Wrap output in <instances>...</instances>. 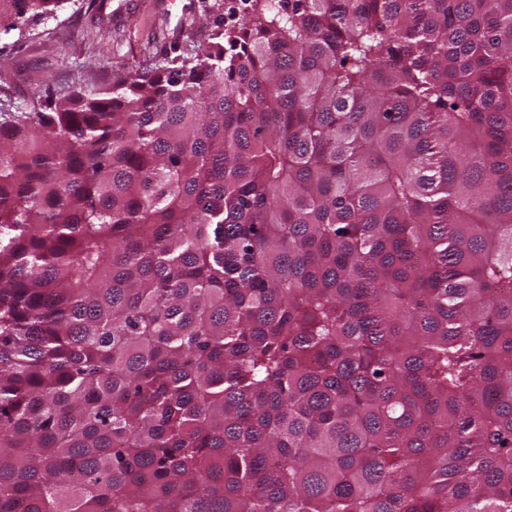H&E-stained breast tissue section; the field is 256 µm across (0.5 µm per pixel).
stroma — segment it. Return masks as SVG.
<instances>
[{
  "label": "stroma",
  "mask_w": 512,
  "mask_h": 512,
  "mask_svg": "<svg viewBox=\"0 0 512 512\" xmlns=\"http://www.w3.org/2000/svg\"><path fill=\"white\" fill-rule=\"evenodd\" d=\"M254 0H65L55 15L0 33V108L21 111L45 89L108 88L121 76L196 53Z\"/></svg>",
  "instance_id": "stroma-1"
}]
</instances>
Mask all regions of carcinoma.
<instances>
[{"mask_svg":"<svg viewBox=\"0 0 512 512\" xmlns=\"http://www.w3.org/2000/svg\"><path fill=\"white\" fill-rule=\"evenodd\" d=\"M6 125L0 512H512V0H255Z\"/></svg>","mask_w":512,"mask_h":512,"instance_id":"1","label":"carcinoma"}]
</instances>
